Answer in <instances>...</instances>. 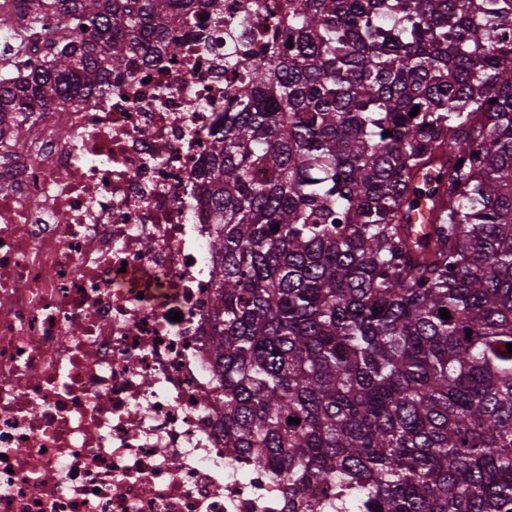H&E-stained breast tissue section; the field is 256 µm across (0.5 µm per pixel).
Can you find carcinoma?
Listing matches in <instances>:
<instances>
[{"instance_id": "carcinoma-1", "label": "carcinoma", "mask_w": 512, "mask_h": 512, "mask_svg": "<svg viewBox=\"0 0 512 512\" xmlns=\"http://www.w3.org/2000/svg\"><path fill=\"white\" fill-rule=\"evenodd\" d=\"M24 2L0 0V135L224 9ZM198 177L228 458L288 512H512V0H288Z\"/></svg>"}]
</instances>
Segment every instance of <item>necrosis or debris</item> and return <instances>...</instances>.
<instances>
[{
	"mask_svg": "<svg viewBox=\"0 0 512 512\" xmlns=\"http://www.w3.org/2000/svg\"><path fill=\"white\" fill-rule=\"evenodd\" d=\"M284 2L172 17L181 56L0 135V512H286L224 452L198 186Z\"/></svg>",
	"mask_w": 512,
	"mask_h": 512,
	"instance_id": "4bbe7bcc",
	"label": "necrosis or debris"
}]
</instances>
